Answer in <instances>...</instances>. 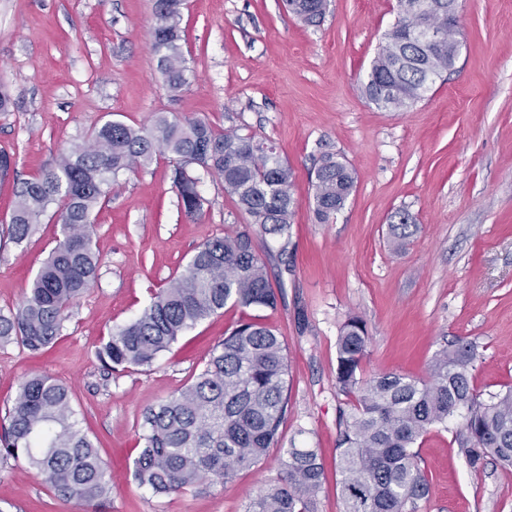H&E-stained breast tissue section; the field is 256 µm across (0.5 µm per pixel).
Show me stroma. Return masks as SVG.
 I'll use <instances>...</instances> for the list:
<instances>
[{
  "label": "stroma",
  "mask_w": 512,
  "mask_h": 512,
  "mask_svg": "<svg viewBox=\"0 0 512 512\" xmlns=\"http://www.w3.org/2000/svg\"><path fill=\"white\" fill-rule=\"evenodd\" d=\"M396 17L397 0H330L321 26L306 28L283 0H184L187 83L174 94L150 49L152 0H0V86L16 103L0 112V151L17 162L15 176L0 180V312L23 301L59 234L45 218L25 248L3 235L19 181L105 121L202 119L271 143L293 172L290 237L258 244L278 305L255 311L286 343L288 411L278 445L233 482L155 495L134 480L133 461L145 410L200 372L241 309L200 322L148 369L110 375L96 357L108 330L135 318L199 245L245 229L217 176L200 172L204 205L190 219L168 159L120 175L96 210L99 278L69 308L58 339L38 353L0 344V420L26 376L68 385L112 485L105 512H245L293 446L320 454L317 512H345L336 341L355 315L369 336L364 377L427 378L434 354L463 338L478 348L479 391L512 385V0H459L453 69L401 112L363 91ZM326 151L352 167L356 188L333 222L320 224L312 182ZM403 208L414 222L397 247L391 217ZM461 427L457 419L422 438L428 493L414 512H512V469L490 456L470 466ZM0 512L85 509L11 461L0 463Z\"/></svg>",
  "instance_id": "obj_1"
}]
</instances>
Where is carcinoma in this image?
<instances>
[{
    "label": "carcinoma",
    "instance_id": "1",
    "mask_svg": "<svg viewBox=\"0 0 512 512\" xmlns=\"http://www.w3.org/2000/svg\"><path fill=\"white\" fill-rule=\"evenodd\" d=\"M153 10L151 49L170 91L185 86L187 65L181 42L183 0H158ZM398 0V20L385 34L364 82L378 108L401 111L423 99L428 77L450 70L458 55L456 30L448 28V0ZM306 26L320 25L327 0H287ZM427 21L442 32L425 47L409 38ZM253 135L219 132L200 119L159 115L149 127L109 120L87 145L59 153L55 165L20 182L7 237L22 248L43 217L60 226L49 253L20 307L0 313V342L17 341L31 352L60 335L70 305L98 278L99 255L92 241V214L125 172L144 169L159 157L173 163L181 209L199 214L202 198L192 166L218 176L224 191L264 235L289 238L297 207L291 169ZM313 213L327 224L355 188L353 170L334 154L320 157L315 171ZM277 305L255 237L247 229L214 237L195 250L183 272L154 293L130 322L111 328L96 357L112 372L149 368L199 322L226 305ZM368 342L366 324L348 318L337 338L336 390L339 408L336 448L340 492L346 512H406L427 491L415 445L434 426L461 410L464 452L472 467L494 455L512 467V387L483 396L472 383L477 346L459 338L438 351L429 378L389 372L368 381L361 364ZM288 361L275 329L256 318L240 321L212 351L200 373L177 395L144 413L141 448L133 475L155 494L177 493L199 484L224 486L238 472L258 465L279 442L288 406ZM70 388L46 374L18 387L0 427V459H23L55 496L99 512L110 485L97 448L74 419ZM324 481L316 448L291 446L277 484L250 500L246 512H315Z\"/></svg>",
    "mask_w": 512,
    "mask_h": 512
}]
</instances>
